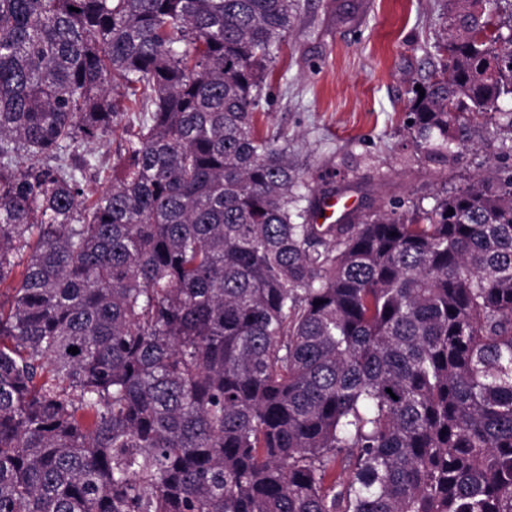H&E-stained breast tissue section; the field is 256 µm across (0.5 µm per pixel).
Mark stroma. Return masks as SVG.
I'll return each mask as SVG.
<instances>
[{
    "instance_id": "1",
    "label": "stroma",
    "mask_w": 512,
    "mask_h": 512,
    "mask_svg": "<svg viewBox=\"0 0 512 512\" xmlns=\"http://www.w3.org/2000/svg\"><path fill=\"white\" fill-rule=\"evenodd\" d=\"M290 27L267 77L260 125L287 142L315 190L353 214L414 202L431 206L443 191L489 168L512 163V142L493 125L450 161L419 150L408 130L418 86L440 68L435 49L448 0H296ZM123 143L112 134L90 144L101 172L82 186H107Z\"/></svg>"
}]
</instances>
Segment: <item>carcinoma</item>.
Returning <instances> with one entry per match:
<instances>
[{
    "label": "carcinoma",
    "mask_w": 512,
    "mask_h": 512,
    "mask_svg": "<svg viewBox=\"0 0 512 512\" xmlns=\"http://www.w3.org/2000/svg\"><path fill=\"white\" fill-rule=\"evenodd\" d=\"M295 19L0 0V512H512V168L310 223L257 123ZM448 23L408 126L440 155L512 100V0ZM133 121H137L135 116L131 114V112L125 113L114 134L112 133V135L103 137L88 146L87 149L99 160L101 172L95 175V177L93 174H91V176L87 175V179L82 180V186L87 196L92 197V195H95V193H98L108 185V181L112 177L110 167L113 158H115L116 154L123 148V143L120 139L122 128Z\"/></svg>",
    "instance_id": "obj_1"
}]
</instances>
